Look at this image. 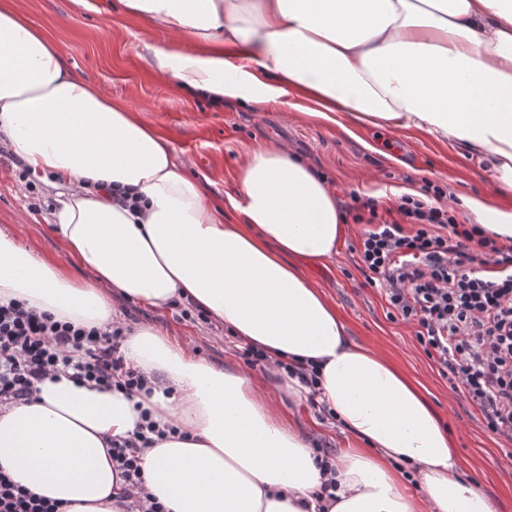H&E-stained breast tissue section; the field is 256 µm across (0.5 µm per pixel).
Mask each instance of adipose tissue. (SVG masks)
<instances>
[{
  "mask_svg": "<svg viewBox=\"0 0 512 512\" xmlns=\"http://www.w3.org/2000/svg\"><path fill=\"white\" fill-rule=\"evenodd\" d=\"M125 10L202 52L159 50V76L190 96L263 106L314 101L325 120L417 129L484 160L512 199V0H122ZM252 69L230 63V56ZM0 139L66 186L51 230L90 273L80 282L0 231V298L102 327L115 299L161 311L184 297L243 342L316 366L318 400L359 448L334 463L335 500L318 506L314 450L258 385L191 354L153 325L127 360L157 377L151 394L45 380L0 414V466L66 512H120L106 441L149 411L178 435L141 457L169 512H497L459 475L457 450L421 389L350 341L336 308L295 265L330 260L346 225L326 178L271 144L246 154L227 208L210 202L167 140L77 76L43 34L0 4ZM140 197L129 207L122 191ZM512 241V211L465 199ZM414 469L421 496L396 462Z\"/></svg>",
  "mask_w": 512,
  "mask_h": 512,
  "instance_id": "1",
  "label": "adipose tissue"
}]
</instances>
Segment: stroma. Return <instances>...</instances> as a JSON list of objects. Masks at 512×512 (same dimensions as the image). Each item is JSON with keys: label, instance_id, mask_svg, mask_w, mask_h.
<instances>
[{"label": "stroma", "instance_id": "stroma-1", "mask_svg": "<svg viewBox=\"0 0 512 512\" xmlns=\"http://www.w3.org/2000/svg\"><path fill=\"white\" fill-rule=\"evenodd\" d=\"M10 7L40 30L79 76L132 107L140 119L170 142L177 162L196 179L207 197L223 204L236 189V172L247 149L276 142L307 157L335 191L343 213L352 195L391 204L398 194L420 191L425 180L447 183L454 196L496 198L492 171L450 142L423 131L364 126L351 130L315 117L314 103L289 94L254 110L250 105H216L188 96L162 80L153 67L155 50L168 48L163 31H148L128 14L120 0H9ZM58 187L52 176L27 173L6 144H0V229L24 247L62 266L70 276L88 273L55 240L50 224ZM351 223L335 257L325 263L298 261L299 270L336 306L350 340L376 349L419 382L428 400L456 440L460 474L512 512V442L495 436L480 415L443 378L433 360L418 349L414 329L391 320L378 289L367 286L350 250L360 232ZM185 300L164 311L131 302L118 305L121 322L152 324L174 336L196 356L217 367L243 368L240 341L216 322L180 319ZM281 418L331 448H356L359 440L310 404H293L278 392L272 370H254Z\"/></svg>", "mask_w": 512, "mask_h": 512}]
</instances>
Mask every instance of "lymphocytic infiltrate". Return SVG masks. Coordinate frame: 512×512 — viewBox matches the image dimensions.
<instances>
[{"label": "lymphocytic infiltrate", "mask_w": 512, "mask_h": 512, "mask_svg": "<svg viewBox=\"0 0 512 512\" xmlns=\"http://www.w3.org/2000/svg\"><path fill=\"white\" fill-rule=\"evenodd\" d=\"M447 185L425 180L421 194L394 207L360 201L353 220L356 268L381 289L393 314L416 328L424 354L458 385L492 434L512 441V243L486 235L459 212ZM127 326L55 319L15 298L0 299V413L36 401L41 383L62 373L78 384L151 393L152 378L128 362ZM150 415L127 436L108 440L123 481L122 512H168L147 490L143 452L165 436ZM0 512H64L58 502L14 482L0 466Z\"/></svg>", "instance_id": "1"}]
</instances>
